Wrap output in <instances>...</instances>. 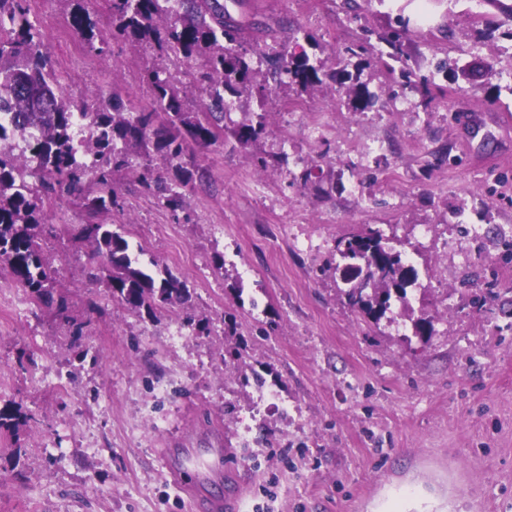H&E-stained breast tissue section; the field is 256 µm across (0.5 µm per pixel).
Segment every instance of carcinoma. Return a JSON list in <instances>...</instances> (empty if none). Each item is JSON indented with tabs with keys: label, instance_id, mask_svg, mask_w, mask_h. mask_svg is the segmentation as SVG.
Here are the masks:
<instances>
[{
	"label": "carcinoma",
	"instance_id": "1",
	"mask_svg": "<svg viewBox=\"0 0 512 512\" xmlns=\"http://www.w3.org/2000/svg\"><path fill=\"white\" fill-rule=\"evenodd\" d=\"M486 2L499 13L485 18L489 30L512 20V3ZM25 3L0 0V273H7L37 298L49 294L53 276L40 235L51 225L44 222L39 191L58 187L82 200L90 220L82 225L81 234L109 266L106 282L113 299L150 313L187 302L190 292L185 281L167 268L152 272L141 267L128 241L112 225L97 221L100 214L122 208L114 175L122 169L135 171L160 205L174 213L185 211L183 188L200 174L186 162L192 148L214 143L220 133L246 147L265 130L263 114L257 122L227 126L224 93L248 98L256 90L263 100L269 82L278 84L284 77L305 92L321 84L322 65L312 63L295 36L289 35L281 50L267 54L268 71L257 80L241 30L246 25L258 32L265 25L234 18L224 0H112L110 34L78 7L72 13L74 29L89 44H99L101 52L110 49L111 35L117 34L129 43L155 44L169 57L187 62L199 58L205 64L195 86L205 102L195 109L187 104V91L165 72L153 69L145 75L153 110L131 107L114 86L101 97V108L89 113L73 100L52 68ZM408 35V25L399 18L378 35L389 48L380 53L387 57L383 65L398 88L415 78L427 86L430 78L416 74L403 60ZM79 115L91 129L80 141L74 135ZM155 157L171 168L169 177L156 174ZM28 176L37 178L41 189L30 186ZM336 256L334 272L343 268L356 272L340 287L349 307L378 321L395 300L407 312L415 335H420L429 320L413 318L406 302L407 288L416 281L415 270L378 229L369 226L338 241ZM28 420L8 405L0 411V428H16Z\"/></svg>",
	"mask_w": 512,
	"mask_h": 512
}]
</instances>
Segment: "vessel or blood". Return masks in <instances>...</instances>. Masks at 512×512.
I'll return each mask as SVG.
<instances>
[{"label":"vessel or blood","instance_id":"obj_1","mask_svg":"<svg viewBox=\"0 0 512 512\" xmlns=\"http://www.w3.org/2000/svg\"><path fill=\"white\" fill-rule=\"evenodd\" d=\"M194 451L190 448H166L162 455L168 472L177 484L191 493L197 512H237L238 495L213 497L205 487L211 480L229 475L228 455L224 449H214V461L207 470L196 469L192 464Z\"/></svg>","mask_w":512,"mask_h":512}]
</instances>
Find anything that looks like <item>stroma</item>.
<instances>
[{
    "mask_svg": "<svg viewBox=\"0 0 512 512\" xmlns=\"http://www.w3.org/2000/svg\"><path fill=\"white\" fill-rule=\"evenodd\" d=\"M28 4L54 69L88 108L114 84L148 107L149 66L193 88L197 63L121 40L97 53L70 24L71 0ZM489 11L474 0L232 8L266 23L250 37L257 70L290 27L374 97L357 112L330 80L268 93L249 146L194 148L205 177L185 189L188 223L134 173L117 174L121 206L103 222L143 247L142 264L184 279L186 303L149 315L112 300L97 278L103 259L79 236L81 202L45 195L54 295L81 333L0 273V407L30 417L0 428V512H193L161 451L207 448L219 434L239 465L241 512H382L400 498L423 512H512V40L484 33ZM399 17L404 55L431 85L391 98L376 54L343 49ZM458 56L496 58V72L456 81L437 70ZM290 103L303 111L285 113ZM368 225L413 256L408 295L430 316L428 335L372 322L338 290L336 242ZM178 326L185 340L170 343ZM241 368L289 414L250 416Z\"/></svg>",
    "mask_w": 512,
    "mask_h": 512,
    "instance_id": "1",
    "label": "stroma"
}]
</instances>
